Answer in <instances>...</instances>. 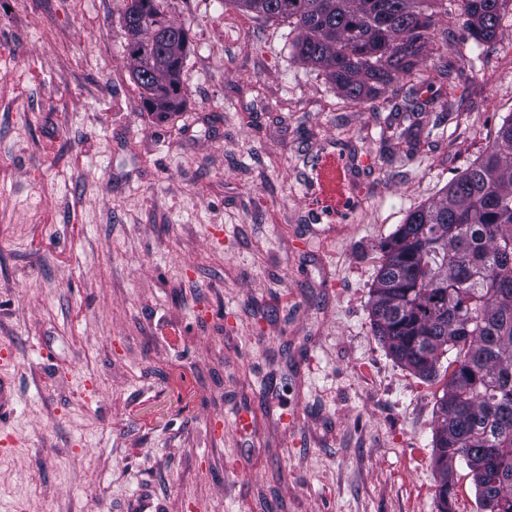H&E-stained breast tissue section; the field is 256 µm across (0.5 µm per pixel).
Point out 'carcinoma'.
I'll return each instance as SVG.
<instances>
[{
    "mask_svg": "<svg viewBox=\"0 0 512 512\" xmlns=\"http://www.w3.org/2000/svg\"><path fill=\"white\" fill-rule=\"evenodd\" d=\"M228 2L295 25L292 54L322 70L343 103L358 106L412 76L445 0ZM459 2L468 37L491 44L508 0ZM123 28L146 110L178 111L187 94L181 71L189 30L166 0H128ZM454 71L450 62L427 78L450 109L459 90ZM489 138L440 199L411 210L383 241L371 292L375 334L401 365L434 381L443 357L454 353L433 439L442 512L462 463L473 474L480 512H512V484L491 493L482 482L496 471L512 475V113Z\"/></svg>",
    "mask_w": 512,
    "mask_h": 512,
    "instance_id": "cac0c4a2",
    "label": "carcinoma"
}]
</instances>
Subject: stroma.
I'll use <instances>...</instances> for the list:
<instances>
[{"label": "stroma", "instance_id": "35a3bbf8", "mask_svg": "<svg viewBox=\"0 0 512 512\" xmlns=\"http://www.w3.org/2000/svg\"><path fill=\"white\" fill-rule=\"evenodd\" d=\"M127 0H0V512H439L444 378L374 335L381 243L512 111V11L453 111L339 106L291 26L168 0L181 111H146ZM456 0L420 77L469 57ZM450 128L449 138L408 132ZM365 156L356 219L296 180Z\"/></svg>", "mask_w": 512, "mask_h": 512}]
</instances>
